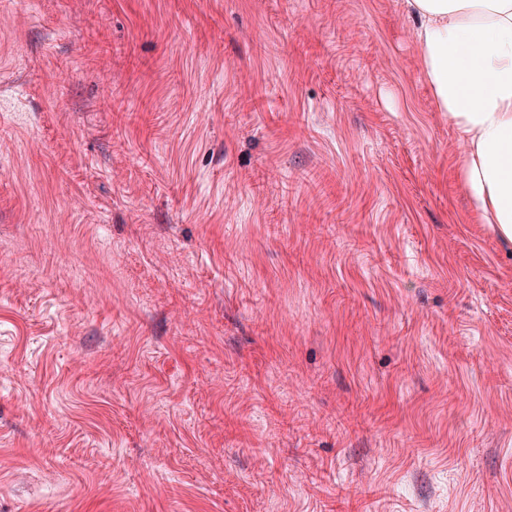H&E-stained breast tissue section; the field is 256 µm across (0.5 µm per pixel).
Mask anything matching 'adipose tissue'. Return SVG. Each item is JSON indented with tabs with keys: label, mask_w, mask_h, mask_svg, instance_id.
<instances>
[{
	"label": "adipose tissue",
	"mask_w": 512,
	"mask_h": 512,
	"mask_svg": "<svg viewBox=\"0 0 512 512\" xmlns=\"http://www.w3.org/2000/svg\"><path fill=\"white\" fill-rule=\"evenodd\" d=\"M422 73L482 223L512 244V0H406Z\"/></svg>",
	"instance_id": "1"
}]
</instances>
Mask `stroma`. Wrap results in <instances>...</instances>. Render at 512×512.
Masks as SVG:
<instances>
[{"label": "stroma", "mask_w": 512, "mask_h": 512, "mask_svg": "<svg viewBox=\"0 0 512 512\" xmlns=\"http://www.w3.org/2000/svg\"><path fill=\"white\" fill-rule=\"evenodd\" d=\"M404 0H0V512H512V246Z\"/></svg>", "instance_id": "1"}]
</instances>
